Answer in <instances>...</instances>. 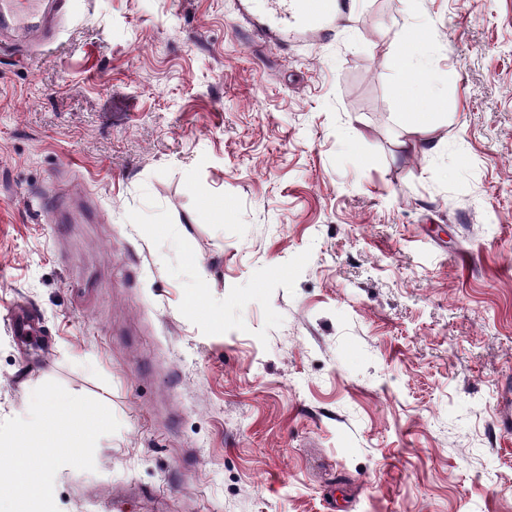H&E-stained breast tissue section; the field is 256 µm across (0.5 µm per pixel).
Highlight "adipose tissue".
<instances>
[{
  "label": "adipose tissue",
  "mask_w": 512,
  "mask_h": 512,
  "mask_svg": "<svg viewBox=\"0 0 512 512\" xmlns=\"http://www.w3.org/2000/svg\"><path fill=\"white\" fill-rule=\"evenodd\" d=\"M69 411V405L63 403L44 414L32 413L17 419L11 429L0 432V449L17 453L11 467L13 477L28 473L42 460V450L46 447L51 448L55 458H71L92 442L98 428L105 423L104 417L96 414L77 429Z\"/></svg>",
  "instance_id": "ef3b65f1"
}]
</instances>
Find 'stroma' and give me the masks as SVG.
<instances>
[{"mask_svg":"<svg viewBox=\"0 0 512 512\" xmlns=\"http://www.w3.org/2000/svg\"><path fill=\"white\" fill-rule=\"evenodd\" d=\"M243 3L73 0L0 52V425L109 415L33 468L51 512H512V0H353L284 49ZM404 101L403 112H398L401 124L412 133H427L434 124L437 112H410V95L401 93ZM37 320L36 312L26 303L15 306L13 317V330L17 336H35L32 326Z\"/></svg>","mask_w":512,"mask_h":512,"instance_id":"stroma-1","label":"stroma"}]
</instances>
